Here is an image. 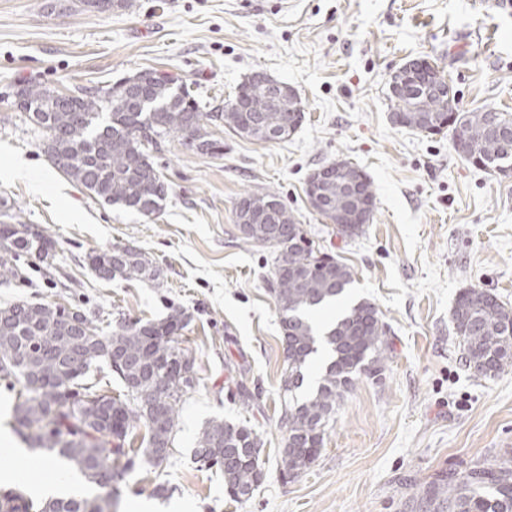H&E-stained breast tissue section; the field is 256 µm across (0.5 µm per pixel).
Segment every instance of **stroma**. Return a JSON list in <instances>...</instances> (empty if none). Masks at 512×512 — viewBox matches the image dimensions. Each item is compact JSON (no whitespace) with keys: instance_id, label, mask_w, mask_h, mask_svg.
I'll return each mask as SVG.
<instances>
[{"instance_id":"1","label":"stroma","mask_w":512,"mask_h":512,"mask_svg":"<svg viewBox=\"0 0 512 512\" xmlns=\"http://www.w3.org/2000/svg\"><path fill=\"white\" fill-rule=\"evenodd\" d=\"M443 67L459 107L512 113V11L494 0H128L106 13L80 0H0V204L57 241L52 266L20 264L34 287L0 285V306L23 297L82 303L95 321L156 320L183 308L179 340L195 360L167 464L139 463L119 484L117 512L139 499L155 512H415L437 476L512 464V369L493 378L465 368L451 322L459 292L479 288L512 307V177L468 164L450 134L393 125L388 80L406 61ZM144 70L197 85L221 104L263 72L294 88L304 107L288 139H247L207 124L221 155L180 138L153 161L168 183L161 211L145 216L91 198L57 171L44 134L15 101L19 82L66 93L108 87ZM346 160L370 178L375 211L355 238L337 236L306 196L314 169ZM248 192L279 196L315 249L350 266L354 298L374 303L388 327L387 360L361 378L329 423L323 448L298 478L280 475L284 344L264 281L270 249L242 240L235 223ZM149 253L157 282L100 279L89 252ZM259 393L242 404L230 379ZM13 396L0 385V473L38 467L10 427ZM249 420L264 442L265 478L232 501L221 475L193 461L209 419Z\"/></svg>"}]
</instances>
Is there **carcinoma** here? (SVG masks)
I'll use <instances>...</instances> for the list:
<instances>
[{
	"instance_id": "1",
	"label": "carcinoma",
	"mask_w": 512,
	"mask_h": 512,
	"mask_svg": "<svg viewBox=\"0 0 512 512\" xmlns=\"http://www.w3.org/2000/svg\"><path fill=\"white\" fill-rule=\"evenodd\" d=\"M140 82L120 79L105 91L81 89L71 94L39 82L23 85L27 101L20 109L44 132L42 151L52 165L106 204L144 215L162 209L169 185L162 179L151 151L171 136L197 135L203 154L224 153V143L201 134L205 123L222 121L233 130L244 127L235 102L204 110L186 87L156 71L140 72ZM250 111L262 126H284L293 111V129L304 119L300 100L273 103L267 88L248 80L242 84ZM396 109L413 118L427 116L429 127L440 125L443 105L413 89L390 94ZM486 109L456 112L455 121L468 127L469 144L458 153L472 165L494 170L512 165V139L493 136ZM356 166L321 186L323 209L347 201L345 190ZM266 198L280 209L254 232L243 235L275 254L270 291L275 299L286 344L280 425L285 430L282 474L300 476L323 447L325 427L357 381L375 377L387 358L385 324L378 308L349 299L351 269L313 246L302 225L273 194ZM56 242L42 227L0 221V284L25 283L19 266L23 254L54 257ZM106 275L155 282L159 274L146 253L105 248L88 255ZM17 299L0 306V382L14 394L12 428L30 448L63 459L94 485L93 496L33 498L20 489L0 492V512H114L118 484L124 473L144 460L159 467L173 448L182 398L196 386L194 362L180 347L177 333L189 322L182 308L172 307L157 321L117 322L107 330L84 317L74 330L60 325L79 303L67 306L47 301L37 310ZM336 308L327 323L314 313ZM465 365L482 377L512 368V308L478 288L458 294L452 312ZM325 347L329 360L314 390L300 400L289 394L304 384V372ZM117 362L111 375L92 373L101 361ZM264 447L252 427L212 419L202 429L193 450L195 462L218 470L224 489L234 501L251 499L263 481L260 455ZM420 512H512V467L500 463L477 467L455 482L434 483L419 503Z\"/></svg>"
}]
</instances>
